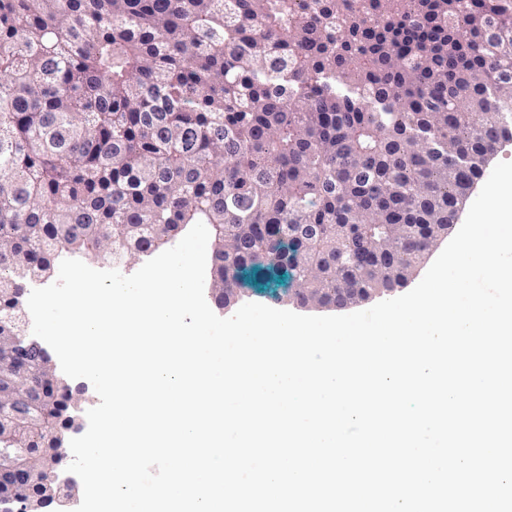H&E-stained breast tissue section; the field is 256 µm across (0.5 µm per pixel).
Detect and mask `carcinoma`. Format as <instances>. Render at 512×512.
Masks as SVG:
<instances>
[{
  "mask_svg": "<svg viewBox=\"0 0 512 512\" xmlns=\"http://www.w3.org/2000/svg\"><path fill=\"white\" fill-rule=\"evenodd\" d=\"M512 0H0V312L58 249L202 222L215 291L288 260L298 305L402 287L512 139ZM21 420L36 466L73 421Z\"/></svg>",
  "mask_w": 512,
  "mask_h": 512,
  "instance_id": "obj_1",
  "label": "carcinoma"
}]
</instances>
